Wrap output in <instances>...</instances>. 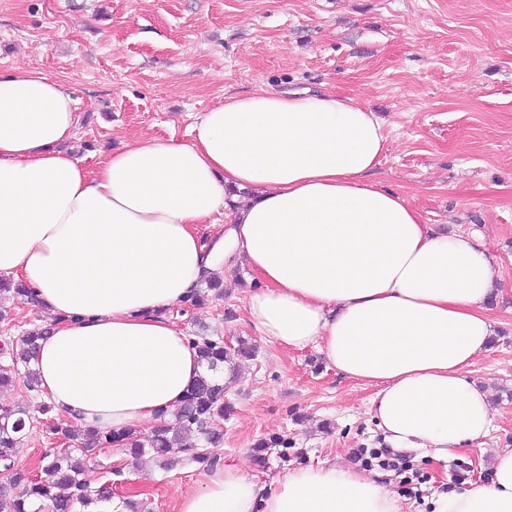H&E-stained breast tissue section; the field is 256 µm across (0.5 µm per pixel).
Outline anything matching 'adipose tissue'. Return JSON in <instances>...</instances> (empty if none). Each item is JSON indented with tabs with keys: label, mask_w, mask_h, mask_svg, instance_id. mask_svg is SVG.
I'll return each mask as SVG.
<instances>
[{
	"label": "adipose tissue",
	"mask_w": 512,
	"mask_h": 512,
	"mask_svg": "<svg viewBox=\"0 0 512 512\" xmlns=\"http://www.w3.org/2000/svg\"><path fill=\"white\" fill-rule=\"evenodd\" d=\"M76 102L33 67L0 73V276L56 318L39 388L84 428L149 430L201 372L166 309L243 256L261 282L248 323L290 350L316 348L374 387L371 414L395 451L447 459L493 426L468 376L494 333L495 272L481 240L423 223L366 182L387 134L330 91L261 89L218 103L192 140L144 137L87 169L63 146ZM228 213L224 235L196 227ZM439 512H512V448L486 484L452 489ZM175 512H399L381 474L324 461L273 484L216 464Z\"/></svg>",
	"instance_id": "adipose-tissue-1"
}]
</instances>
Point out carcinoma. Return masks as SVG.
Listing matches in <instances>:
<instances>
[{"label":"carcinoma","mask_w":512,"mask_h":512,"mask_svg":"<svg viewBox=\"0 0 512 512\" xmlns=\"http://www.w3.org/2000/svg\"><path fill=\"white\" fill-rule=\"evenodd\" d=\"M49 333L50 328L46 327L22 336L24 348L11 353L12 365H0V387L14 385L19 374L28 390L39 386L31 359L37 340ZM189 341L206 372L174 412V422L160 423L144 440L134 428L115 434L59 422L54 431L70 445L41 457L42 477L13 468L15 450L30 427L29 414L18 407L0 409V465L10 470L9 478L0 483V512H28L27 504L33 500L40 502L33 512H111L116 492L111 480L92 477L96 467L91 462L102 449L116 443L123 444L131 458L149 454L165 468L174 464L179 454L200 465L212 466L217 461L213 449L224 438L219 421L224 419V394L228 389L219 372L230 353L218 337L191 336Z\"/></svg>","instance_id":"cac0c4a2"}]
</instances>
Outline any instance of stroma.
Listing matches in <instances>:
<instances>
[{
	"label": "stroma",
	"instance_id": "obj_1",
	"mask_svg": "<svg viewBox=\"0 0 512 512\" xmlns=\"http://www.w3.org/2000/svg\"><path fill=\"white\" fill-rule=\"evenodd\" d=\"M18 65L71 93L79 123L68 151L90 169L138 137L190 142L204 112L259 88L329 90L373 110L388 142L372 182L440 231L481 236L497 282L491 345L470 370L488 391L494 427L481 448L449 460L413 457L422 495H401V512H435L461 481L488 480L497 450L512 448V0H0V72ZM220 279L222 292L168 315L186 335L222 337L234 352L221 462L269 484L383 447L372 388L337 375L314 348L287 350L257 334L245 306L259 283L246 261ZM48 318L0 294V346ZM242 343L251 357L237 355ZM42 403L20 383L0 392V405L32 416L18 450L27 471L65 445ZM115 463L127 487L143 488L149 512H174L204 471L187 460L134 467L117 448L98 458Z\"/></svg>",
	"mask_w": 512,
	"mask_h": 512
}]
</instances>
